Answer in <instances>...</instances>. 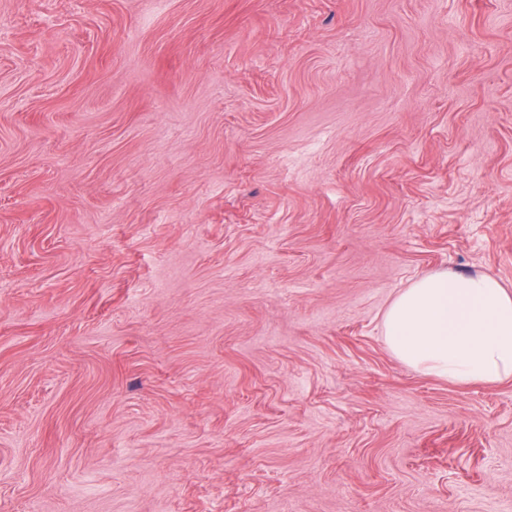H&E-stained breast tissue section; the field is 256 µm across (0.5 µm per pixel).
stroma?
<instances>
[{
  "instance_id": "1",
  "label": "stroma",
  "mask_w": 512,
  "mask_h": 512,
  "mask_svg": "<svg viewBox=\"0 0 512 512\" xmlns=\"http://www.w3.org/2000/svg\"><path fill=\"white\" fill-rule=\"evenodd\" d=\"M439 269L512 289V0H0V512H512ZM383 333L418 372L459 385L512 379V291L490 275H423L391 302Z\"/></svg>"
}]
</instances>
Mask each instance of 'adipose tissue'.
<instances>
[{
	"mask_svg": "<svg viewBox=\"0 0 512 512\" xmlns=\"http://www.w3.org/2000/svg\"><path fill=\"white\" fill-rule=\"evenodd\" d=\"M383 333L418 372L459 385L512 379V290L490 275H423L391 302Z\"/></svg>",
	"mask_w": 512,
	"mask_h": 512,
	"instance_id": "adipose-tissue-1",
	"label": "adipose tissue"
}]
</instances>
